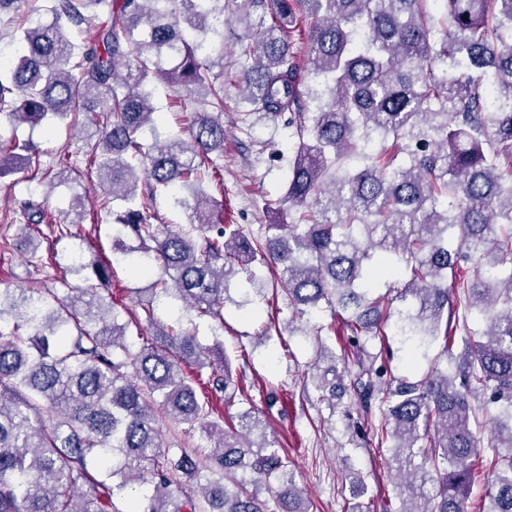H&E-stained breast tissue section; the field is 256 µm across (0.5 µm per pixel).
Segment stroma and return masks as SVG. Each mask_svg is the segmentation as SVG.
<instances>
[{"mask_svg":"<svg viewBox=\"0 0 512 512\" xmlns=\"http://www.w3.org/2000/svg\"><path fill=\"white\" fill-rule=\"evenodd\" d=\"M152 101L163 117L159 132L164 136L178 130L194 110L191 101L160 82L154 85ZM224 131L220 164L227 215L249 237H263L273 221L266 205L281 194L288 174V131L280 120H252L230 85L224 91ZM14 136L43 149L67 144L76 152L86 144L84 135H71L63 122L33 128L1 118L0 141ZM68 197L66 187L50 188L32 180L20 167L0 175V289L46 288L62 297H75L86 282L83 275L70 269L72 252L80 251L89 264L99 255L111 257L108 217L71 223ZM29 199L45 203L57 223L69 225L70 236L57 240L25 233L21 206ZM153 282V277L133 274L124 263L113 266L111 292L119 305V320H140L129 329L131 348H139L143 339L157 336L161 330L191 327L201 344L222 343L234 379L242 381L246 389L245 397L235 398L232 406L224 408V416L249 408L259 412L270 439L287 451L310 512H350L357 501L351 486L358 482L365 486L359 501L369 505L370 512H397L400 490L391 449L370 445L361 432L349 429L342 414H331L318 392L306 388L321 346L337 352L344 343L340 315L324 308L312 317L295 319L284 310L277 323H270L267 301L272 297V282L262 267L255 279L243 273L230 279L223 321L197 320L194 311L171 295L153 300L155 320L150 323L143 320L141 306L151 300ZM384 344L389 347V365L397 377L416 381L430 368L449 372L454 367L453 360L443 355L439 339L424 357H411L408 344L393 334L385 341L369 342L367 350L378 353Z\"/></svg>","mask_w":512,"mask_h":512,"instance_id":"stroma-1","label":"stroma"}]
</instances>
